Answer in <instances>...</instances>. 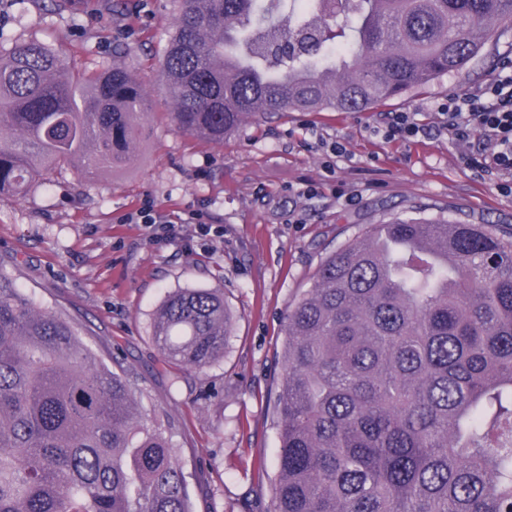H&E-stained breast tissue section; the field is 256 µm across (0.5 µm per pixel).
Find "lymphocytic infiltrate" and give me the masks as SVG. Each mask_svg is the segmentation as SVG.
Instances as JSON below:
<instances>
[{"label": "lymphocytic infiltrate", "mask_w": 512, "mask_h": 512, "mask_svg": "<svg viewBox=\"0 0 512 512\" xmlns=\"http://www.w3.org/2000/svg\"><path fill=\"white\" fill-rule=\"evenodd\" d=\"M438 117L432 131L451 134L466 144L477 141L478 151L467 155V164L495 170L502 179L501 190L512 194V70L501 71L484 88L450 98L440 106ZM432 131L411 112L392 113L377 129L388 141H413Z\"/></svg>", "instance_id": "obj_1"}]
</instances>
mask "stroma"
I'll use <instances>...</instances> for the list:
<instances>
[{
  "mask_svg": "<svg viewBox=\"0 0 512 512\" xmlns=\"http://www.w3.org/2000/svg\"><path fill=\"white\" fill-rule=\"evenodd\" d=\"M177 9L176 0H0L5 36L39 39L90 70H129L152 111L121 167H55L23 195H0V270L42 307L82 323L84 343L127 372L144 410L169 418L194 512H271L288 307L324 257L414 211L512 227V195L466 165V146L446 134L389 142L374 133L392 112L436 123L448 97L512 66V34L490 40L463 71L377 109L259 112L215 144L159 119ZM336 141L346 147L339 156L329 150ZM145 202L174 217L203 209L224 238L206 244L180 224L171 242L149 244L124 221ZM181 288L217 290L232 317L223 359L186 374L152 341L158 307Z\"/></svg>",
  "mask_w": 512,
  "mask_h": 512,
  "instance_id": "1",
  "label": "stroma"
}]
</instances>
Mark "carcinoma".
I'll use <instances>...</instances> for the list:
<instances>
[{
  "label": "carcinoma",
  "instance_id": "obj_1",
  "mask_svg": "<svg viewBox=\"0 0 512 512\" xmlns=\"http://www.w3.org/2000/svg\"><path fill=\"white\" fill-rule=\"evenodd\" d=\"M167 120L224 143L255 112H365L458 72L512 0H180ZM146 111L129 71L0 50V193L52 165L116 167ZM224 296L173 293L153 340L224 358ZM272 512H512V231L411 216L326 256L288 311ZM169 420L78 327L0 272V512H192Z\"/></svg>",
  "mask_w": 512,
  "mask_h": 512
}]
</instances>
